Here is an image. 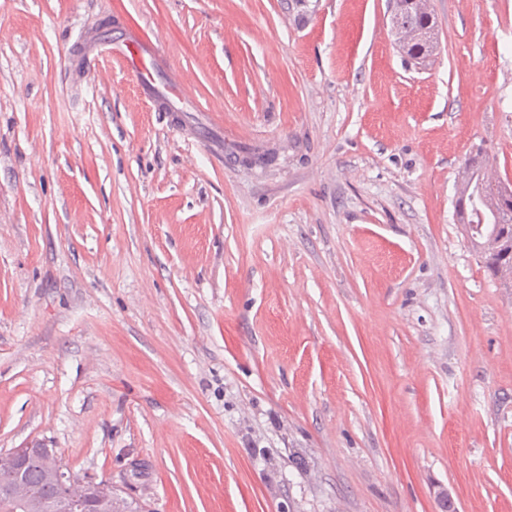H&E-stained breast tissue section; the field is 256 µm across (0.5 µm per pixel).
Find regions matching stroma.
Here are the masks:
<instances>
[{
	"label": "stroma",
	"instance_id": "1",
	"mask_svg": "<svg viewBox=\"0 0 512 512\" xmlns=\"http://www.w3.org/2000/svg\"><path fill=\"white\" fill-rule=\"evenodd\" d=\"M0 0V452L140 512H512V0ZM187 73L156 111L88 36ZM406 1L394 0L395 16L394 26L391 25L392 33L395 37L398 47L412 60H426L432 57L436 50L437 33L434 18L429 11L417 9L413 5L405 4ZM407 30L416 31L421 34V38L413 40L415 33L405 32ZM403 33L404 39L408 43H401L399 35ZM484 160L472 158L462 171L455 208L473 250L492 276L512 287V188L485 179ZM468 210L476 222L468 220Z\"/></svg>",
	"mask_w": 512,
	"mask_h": 512
}]
</instances>
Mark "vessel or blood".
<instances>
[{"label": "vessel or blood", "mask_w": 512, "mask_h": 512, "mask_svg": "<svg viewBox=\"0 0 512 512\" xmlns=\"http://www.w3.org/2000/svg\"><path fill=\"white\" fill-rule=\"evenodd\" d=\"M92 52L110 51L123 55L138 81L141 98L158 106L160 111H175L177 104L187 103L188 77L176 70H161V55L156 46L143 42L136 33H128L118 41L92 40Z\"/></svg>", "instance_id": "1"}]
</instances>
